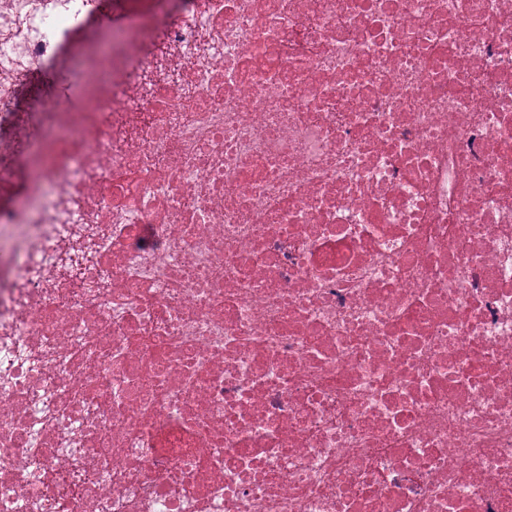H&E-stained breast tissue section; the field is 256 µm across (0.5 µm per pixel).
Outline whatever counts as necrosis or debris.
Returning <instances> with one entry per match:
<instances>
[{"mask_svg": "<svg viewBox=\"0 0 512 512\" xmlns=\"http://www.w3.org/2000/svg\"><path fill=\"white\" fill-rule=\"evenodd\" d=\"M0 512H512V0H0Z\"/></svg>", "mask_w": 512, "mask_h": 512, "instance_id": "1", "label": "necrosis or debris"}]
</instances>
